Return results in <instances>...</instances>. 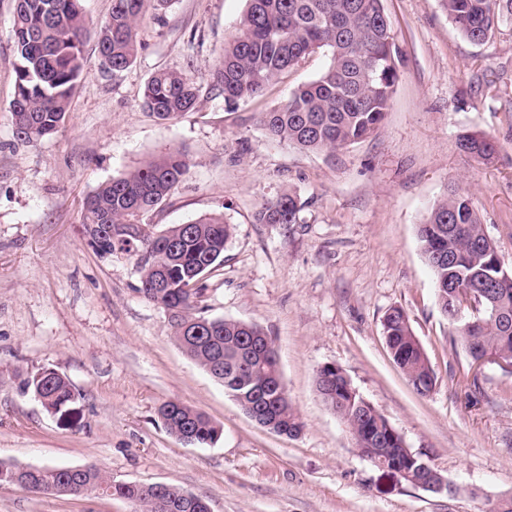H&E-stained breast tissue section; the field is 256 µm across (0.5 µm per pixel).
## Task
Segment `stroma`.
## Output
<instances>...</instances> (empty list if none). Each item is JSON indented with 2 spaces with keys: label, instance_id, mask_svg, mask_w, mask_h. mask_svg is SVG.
I'll list each match as a JSON object with an SVG mask.
<instances>
[{
  "label": "stroma",
  "instance_id": "stroma-1",
  "mask_svg": "<svg viewBox=\"0 0 512 512\" xmlns=\"http://www.w3.org/2000/svg\"><path fill=\"white\" fill-rule=\"evenodd\" d=\"M403 56L388 112L368 138L333 152L271 140L257 115L320 74L325 53L284 73L259 97L226 105L210 71L246 0H167L137 30L132 65L112 74L95 38L54 134L23 142L10 106L18 63L15 0H0V459L23 466H95L116 482L163 483L201 496L211 512H496L512 496V374L474 367L452 340L418 226L449 188L468 193L512 269V20L487 42L460 35L440 0H383ZM201 85L197 107L157 120L142 105L158 71ZM498 145L479 162L458 138ZM183 152L188 169L148 217L161 233L206 214L234 227L207 278L212 318L271 336L296 437L261 427L192 363L164 310L138 292L131 254L100 256L83 230L84 203L102 183L149 159ZM304 203L295 224H259L281 191ZM406 313L436 375L419 395L395 364L381 320ZM341 367L406 445L458 486L434 494L373 466L325 407L315 375ZM52 368L74 398L53 411L18 387ZM168 401L221 428L211 445L179 443L157 410ZM104 496L54 497L0 485V512H134Z\"/></svg>",
  "mask_w": 512,
  "mask_h": 512
}]
</instances>
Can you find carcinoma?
<instances>
[{
	"mask_svg": "<svg viewBox=\"0 0 512 512\" xmlns=\"http://www.w3.org/2000/svg\"><path fill=\"white\" fill-rule=\"evenodd\" d=\"M167 0H112L108 18L97 30V48L112 74L126 70L137 53V28L147 11ZM236 35L210 73V90L234 105L261 95L285 72L319 50L329 57L316 78L293 89L287 101L258 113L266 134L306 151H334L369 137L384 120L399 78L401 56L383 0H247ZM459 32L477 44L486 42L499 23L512 16V0H440ZM88 31L81 0H16L12 39L18 64L11 104L16 137L37 140L57 131L69 111L82 73ZM201 87L174 71H159L145 85L143 105L160 121H172L196 108ZM464 151L491 160L496 141L464 133ZM188 164L179 151L101 184L85 203L84 229L98 254L125 251L136 256L137 291L169 314L172 337L182 352L212 378L260 426L298 436L302 424L284 386L277 352L261 327L244 321L210 318L200 303L206 279L224 263L233 227L224 216L205 215L175 224L153 236L145 218L171 194ZM303 203L288 191L266 200L255 213L258 224H295ZM423 254L434 276L443 315L448 295L459 285L483 291L484 305L498 317L474 332L455 331L453 341L472 359L476 354L512 355V272L495 266V242L485 234L472 197L451 190L419 224ZM392 358L421 395L436 383L428 357L420 349L409 320L399 307L382 320ZM348 376L340 367L315 376L323 404L348 428L355 448L378 467L393 459L404 439L388 433V420L373 405L345 394ZM19 389L46 408L59 410L73 397L62 374L42 368L26 375ZM166 429L189 445H210L220 427L204 412L180 402L158 409ZM55 497L106 494L135 505V512H208L205 500L179 487L156 494L144 484L114 483L99 469L30 466L0 460V485Z\"/></svg>",
	"mask_w": 512,
	"mask_h": 512,
	"instance_id": "cac0c4a2",
	"label": "carcinoma"
}]
</instances>
